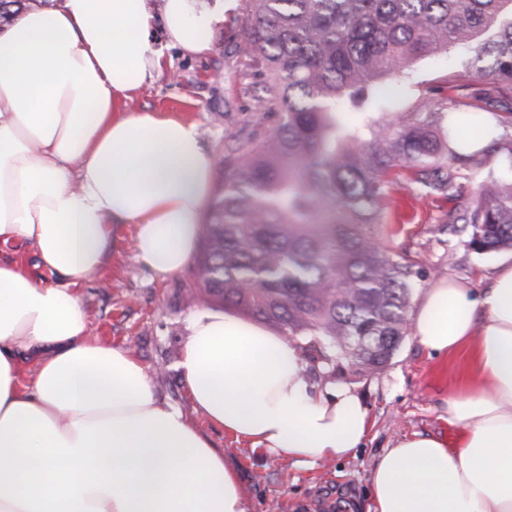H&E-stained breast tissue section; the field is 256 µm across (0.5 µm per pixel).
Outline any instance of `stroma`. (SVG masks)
Listing matches in <instances>:
<instances>
[{"label": "stroma", "mask_w": 512, "mask_h": 512, "mask_svg": "<svg viewBox=\"0 0 512 512\" xmlns=\"http://www.w3.org/2000/svg\"><path fill=\"white\" fill-rule=\"evenodd\" d=\"M155 18L153 47L161 56V68L134 96L132 110L160 112L197 124L204 149L213 162V177L224 173V143L254 128L255 108L262 94V77L239 48L247 0L225 7L223 0H198V8L219 18L208 34L210 49L190 56L171 45L164 33L163 0H150ZM472 55L462 45L436 59L421 58L412 65V77L395 88L400 111H412L416 100L430 86L434 106L461 110L468 96L493 98L486 112L490 133L481 142L482 165L473 182L494 176L512 177V158L505 150L512 142V88L491 89L473 81L468 91L445 88L448 74L470 64ZM395 195L406 198L414 212L404 220L396 202L386 210L389 224L386 244L406 256L420 277L412 291L419 303L428 288L453 279L475 290L487 287L498 265L512 259V250L477 254L468 251L466 231H441L439 218L466 205L470 197L456 190L442 196H421L415 184L406 182ZM135 227L113 228L112 255L106 265L77 293L88 313L90 336L131 349L149 372L157 399L181 408L188 421L224 452L240 475L249 512H368L369 472L386 448L397 439L420 432L436 436L448 447H460L462 426L442 415L444 399L464 385L472 373L469 349L444 359L429 357L412 334H405L388 364L378 370L347 369L330 375L320 364L306 362L305 375L312 393L328 385L349 387L361 399L372 425L364 448L346 459L316 466L297 464L252 449L212 426L195 411L180 376L178 362L196 308L189 304L188 271L160 277L135 256Z\"/></svg>", "instance_id": "35a3bbf8"}]
</instances>
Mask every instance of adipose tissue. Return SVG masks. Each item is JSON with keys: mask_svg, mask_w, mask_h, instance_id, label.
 I'll list each match as a JSON object with an SVG mask.
<instances>
[{"mask_svg": "<svg viewBox=\"0 0 512 512\" xmlns=\"http://www.w3.org/2000/svg\"><path fill=\"white\" fill-rule=\"evenodd\" d=\"M163 14L172 45L209 50L216 15L195 0ZM153 28L149 0H54L0 31V242L51 275L0 258V512H248L223 451L155 399L130 350L89 336L75 292L113 225H135L137 258L161 275L201 240L213 163L197 125L127 109L161 67ZM411 332L437 357L472 349L473 378L445 406L466 437L398 439L369 473V512H512V261L478 294L429 288ZM179 370L214 427L279 458L340 460L369 436L349 388L312 395L292 342L224 311L194 314Z\"/></svg>", "mask_w": 512, "mask_h": 512, "instance_id": "adipose-tissue-1", "label": "adipose tissue"}]
</instances>
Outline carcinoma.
I'll return each mask as SVG.
<instances>
[{
	"mask_svg": "<svg viewBox=\"0 0 512 512\" xmlns=\"http://www.w3.org/2000/svg\"><path fill=\"white\" fill-rule=\"evenodd\" d=\"M23 0H0V25ZM241 51L265 78L254 137L236 138L209 206L194 261L195 295L276 328L332 374L378 369L397 350L415 284L385 245L394 174L409 169L426 196L448 191L453 164L481 161L457 147L465 114L425 97L396 112L379 85L407 81L421 57L457 43L489 69L456 71L512 86V0H248ZM383 117L371 121L367 110ZM470 228L477 253L512 250V180L481 181L442 228Z\"/></svg>",
	"mask_w": 512,
	"mask_h": 512,
	"instance_id": "1",
	"label": "carcinoma"
}]
</instances>
